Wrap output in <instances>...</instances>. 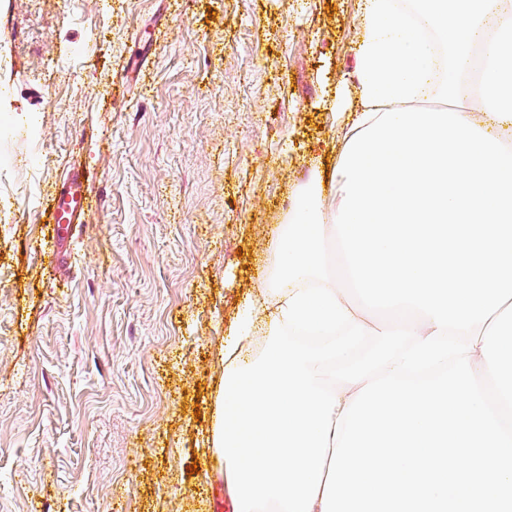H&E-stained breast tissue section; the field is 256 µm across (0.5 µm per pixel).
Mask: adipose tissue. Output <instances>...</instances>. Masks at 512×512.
Returning a JSON list of instances; mask_svg holds the SVG:
<instances>
[{
  "label": "adipose tissue",
  "mask_w": 512,
  "mask_h": 512,
  "mask_svg": "<svg viewBox=\"0 0 512 512\" xmlns=\"http://www.w3.org/2000/svg\"><path fill=\"white\" fill-rule=\"evenodd\" d=\"M361 35L355 49L361 111L402 108L433 95L454 99L478 75L479 111L469 121L500 140L512 142V0H417L401 10L397 0H361ZM441 41L445 59L433 46ZM296 292L285 286L270 295L258 284L262 320L245 319L224 346L225 364L252 363L247 341L268 335L270 321Z\"/></svg>",
  "instance_id": "adipose-tissue-1"
}]
</instances>
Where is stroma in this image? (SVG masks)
I'll return each mask as SVG.
<instances>
[{
	"instance_id": "1",
	"label": "stroma",
	"mask_w": 512,
	"mask_h": 512,
	"mask_svg": "<svg viewBox=\"0 0 512 512\" xmlns=\"http://www.w3.org/2000/svg\"><path fill=\"white\" fill-rule=\"evenodd\" d=\"M358 28V0H0V512H214L224 339L336 172ZM81 180L80 166L73 163L67 179L61 184V189L53 199V219L57 224V250L54 252V262L58 266H63L67 262L64 242L73 236L77 228L80 229L85 224V214L91 208V205L87 204L85 209L86 197L81 191Z\"/></svg>"
}]
</instances>
